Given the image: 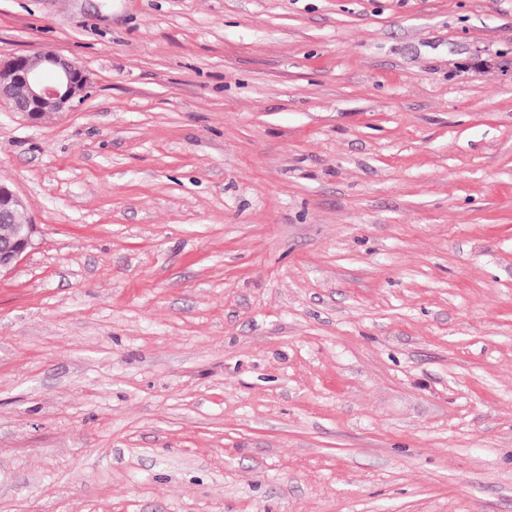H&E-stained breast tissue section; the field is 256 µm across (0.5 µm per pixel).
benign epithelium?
Segmentation results:
<instances>
[{
    "label": "benign epithelium",
    "mask_w": 512,
    "mask_h": 512,
    "mask_svg": "<svg viewBox=\"0 0 512 512\" xmlns=\"http://www.w3.org/2000/svg\"><path fill=\"white\" fill-rule=\"evenodd\" d=\"M89 89V77L80 64L54 50L0 60V102L31 121L39 120L48 106L57 112L74 108L88 96ZM23 210L19 195L1 182L0 272L16 267L33 245V225L15 222L16 214Z\"/></svg>",
    "instance_id": "benign-epithelium-1"
}]
</instances>
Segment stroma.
I'll return each mask as SVG.
<instances>
[{
  "instance_id": "stroma-1",
  "label": "stroma",
  "mask_w": 512,
  "mask_h": 512,
  "mask_svg": "<svg viewBox=\"0 0 512 512\" xmlns=\"http://www.w3.org/2000/svg\"><path fill=\"white\" fill-rule=\"evenodd\" d=\"M46 49L0 512H512V0H0Z\"/></svg>"
}]
</instances>
